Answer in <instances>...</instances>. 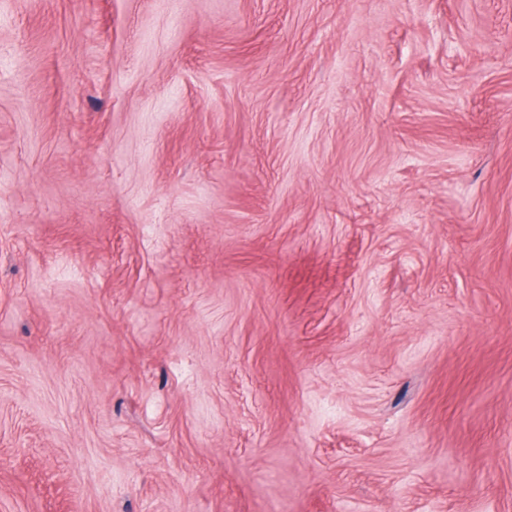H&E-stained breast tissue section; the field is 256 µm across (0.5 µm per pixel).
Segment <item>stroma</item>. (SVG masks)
I'll list each match as a JSON object with an SVG mask.
<instances>
[{"label":"stroma","mask_w":512,"mask_h":512,"mask_svg":"<svg viewBox=\"0 0 512 512\" xmlns=\"http://www.w3.org/2000/svg\"><path fill=\"white\" fill-rule=\"evenodd\" d=\"M0 512H512V0H0Z\"/></svg>","instance_id":"35a3bbf8"}]
</instances>
